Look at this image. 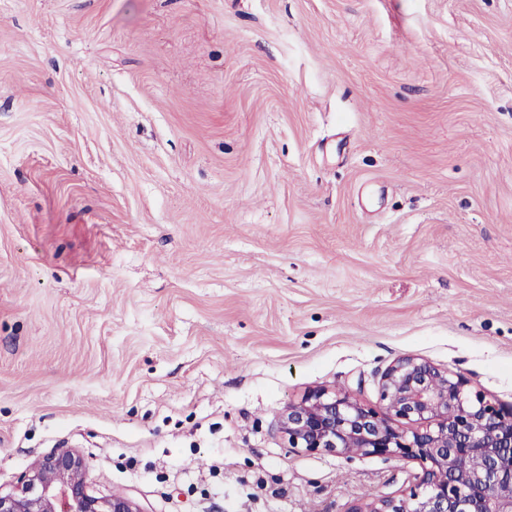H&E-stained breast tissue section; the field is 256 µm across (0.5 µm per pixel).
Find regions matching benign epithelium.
<instances>
[{
    "label": "benign epithelium",
    "instance_id": "obj_1",
    "mask_svg": "<svg viewBox=\"0 0 512 512\" xmlns=\"http://www.w3.org/2000/svg\"><path fill=\"white\" fill-rule=\"evenodd\" d=\"M460 376L405 356L382 376L378 412L320 387L280 417L288 447L419 461L410 493L350 512H512V412L465 390ZM84 457L58 448L0 491V512H142L130 497L90 493Z\"/></svg>",
    "mask_w": 512,
    "mask_h": 512
}]
</instances>
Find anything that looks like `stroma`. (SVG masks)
Here are the masks:
<instances>
[{
	"mask_svg": "<svg viewBox=\"0 0 512 512\" xmlns=\"http://www.w3.org/2000/svg\"><path fill=\"white\" fill-rule=\"evenodd\" d=\"M407 355L512 410V0H0V487L349 512L280 413Z\"/></svg>",
	"mask_w": 512,
	"mask_h": 512,
	"instance_id": "35a3bbf8",
	"label": "stroma"
}]
</instances>
